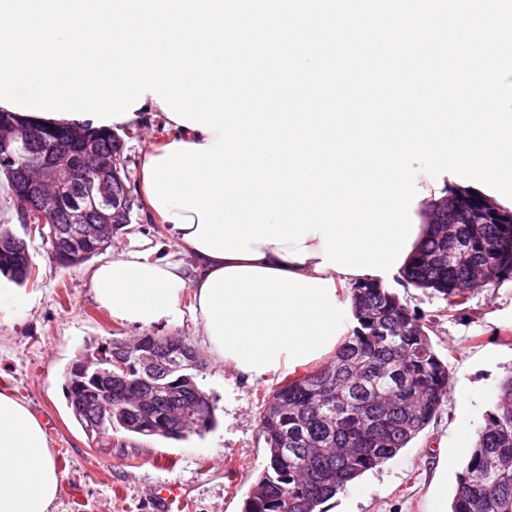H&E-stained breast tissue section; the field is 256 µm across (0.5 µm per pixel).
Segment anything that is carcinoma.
Masks as SVG:
<instances>
[{
    "instance_id": "obj_1",
    "label": "carcinoma",
    "mask_w": 512,
    "mask_h": 512,
    "mask_svg": "<svg viewBox=\"0 0 512 512\" xmlns=\"http://www.w3.org/2000/svg\"><path fill=\"white\" fill-rule=\"evenodd\" d=\"M92 151L71 141L68 127L48 126L50 145L80 158L90 169L112 154L109 129H89ZM15 162L0 165L19 218L26 200L19 194L22 169L33 163L31 149L20 145ZM82 204L98 213L114 207L91 192ZM125 229L105 224L98 237L74 240L76 247L56 254L76 265L98 254ZM34 264L26 241L0 225V275L23 284ZM416 288L448 304L493 280L512 277V224L486 221L477 213L471 224H430L426 237L402 270ZM357 325L323 368L289 379L263 401L260 426L267 445L261 476L243 512H323L321 505L349 484L394 458L423 432L448 392V361L435 350L430 324L375 282L351 288ZM159 354L167 376L149 375L136 364V345ZM180 336L120 339L84 349L66 376L65 397L87 437L103 448L126 446L138 436L182 440L203 436L216 424L213 400L197 384L182 379ZM112 374H82L85 356ZM451 512H512V375L499 385L493 410L477 432L454 490Z\"/></svg>"
}]
</instances>
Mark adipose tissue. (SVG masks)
<instances>
[{
  "label": "adipose tissue",
  "mask_w": 512,
  "mask_h": 512,
  "mask_svg": "<svg viewBox=\"0 0 512 512\" xmlns=\"http://www.w3.org/2000/svg\"><path fill=\"white\" fill-rule=\"evenodd\" d=\"M172 255L122 250L91 273L96 302L122 324L171 321L183 291L201 323L208 355L248 381L322 361L352 325L343 294L358 275L321 268L319 239L256 244V259L213 257L165 222ZM62 476L37 416L0 391V512H49Z\"/></svg>",
  "instance_id": "1"
}]
</instances>
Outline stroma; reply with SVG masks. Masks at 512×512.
I'll return each instance as SVG.
<instances>
[{
  "label": "stroma",
  "mask_w": 512,
  "mask_h": 512,
  "mask_svg": "<svg viewBox=\"0 0 512 512\" xmlns=\"http://www.w3.org/2000/svg\"><path fill=\"white\" fill-rule=\"evenodd\" d=\"M165 135L156 120L120 130L129 188L137 186L142 153ZM28 244L35 280L23 286L0 282V289L23 300L21 307L0 309V390L26 403L44 426L62 475L52 512H155L153 495L170 484L185 494L187 512H242L265 460L262 398L278 388L280 378L248 384L204 359L197 383L214 400L216 428L180 441L141 437L122 448L88 440L64 396L65 374L86 342L172 335L202 349L190 292H183L174 321L148 328L114 322L94 299L91 271L114 249L171 254L164 225L136 208L111 248L73 266L57 261L48 238L35 236ZM388 288L410 310L434 319L432 343L451 369L448 394L408 448L337 493L324 512H425L434 495L452 497L467 461L458 447L459 430L477 432L500 381L512 374V278L491 281L452 307L399 274ZM445 452L454 454L455 463L444 472L439 457Z\"/></svg>",
  "instance_id": "35a3bbf8"
}]
</instances>
